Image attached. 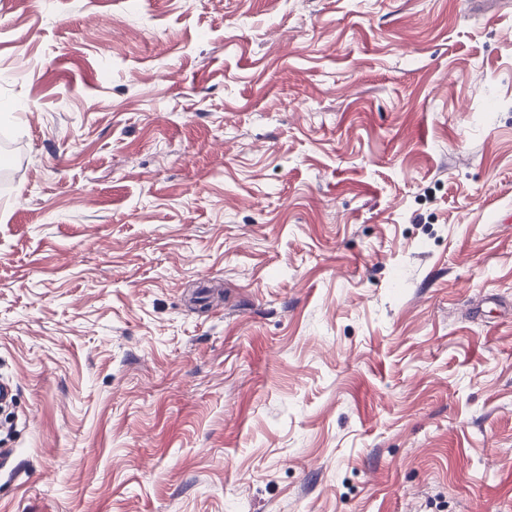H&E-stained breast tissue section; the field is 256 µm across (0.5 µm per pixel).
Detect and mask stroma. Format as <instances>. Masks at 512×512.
I'll use <instances>...</instances> for the list:
<instances>
[{"mask_svg": "<svg viewBox=\"0 0 512 512\" xmlns=\"http://www.w3.org/2000/svg\"><path fill=\"white\" fill-rule=\"evenodd\" d=\"M0 512H512V0H0Z\"/></svg>", "mask_w": 512, "mask_h": 512, "instance_id": "obj_1", "label": "stroma"}]
</instances>
